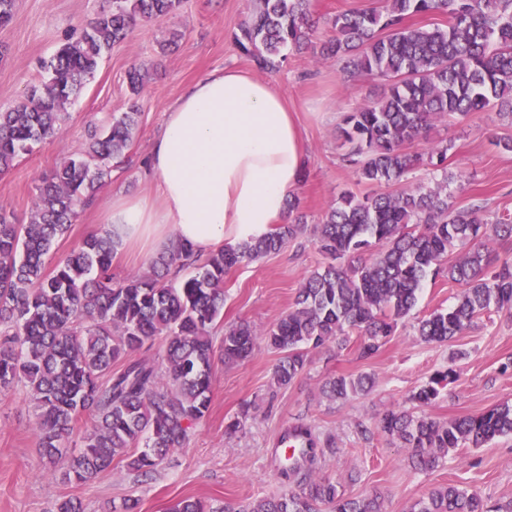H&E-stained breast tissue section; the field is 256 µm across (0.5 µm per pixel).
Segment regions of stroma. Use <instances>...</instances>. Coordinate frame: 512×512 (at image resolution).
I'll return each instance as SVG.
<instances>
[{"label":"stroma","mask_w":512,"mask_h":512,"mask_svg":"<svg viewBox=\"0 0 512 512\" xmlns=\"http://www.w3.org/2000/svg\"><path fill=\"white\" fill-rule=\"evenodd\" d=\"M380 0H315V31L306 49L288 54L279 70L261 73L276 84L295 112L307 153L304 175L294 193L308 223H319L344 189L354 187L353 170L341 159L336 129L345 112L364 104L376 80L345 73L340 63L319 61L326 20L352 8L378 6ZM106 0H15L11 22L0 27V111L16 105L44 75L48 62L67 38L78 36ZM248 0H182L175 14L139 24L131 37L108 51L67 106L61 138L34 145L0 176V206L17 223H28L41 179L63 156L86 150L93 134L129 104L126 74L135 65L149 71L141 98L137 131L128 149L111 162L105 183L79 209L70 231L54 246L55 258L76 250L100 230L103 209L113 194L149 191V150L163 112L190 82L232 66H253L232 34L248 18ZM182 32L173 50H161L169 30ZM512 135V118L481 112L460 122H432L422 148H448V192L454 205L477 196L489 207L512 215V152L498 140ZM323 262L310 234L280 252L233 269L224 279V324L249 323L258 331L271 328L291 307L304 279ZM460 292L447 278L427 279L411 315L399 324L382 352L359 359L355 348L330 343L313 350L302 375L277 388L273 371L279 355L258 341L251 357L217 365L212 401L206 416L192 429L185 447L172 451L150 477H141L114 461L86 483L65 481L61 467L42 457L34 430V409L24 386L0 392V512H55L67 498L79 499L84 512H112L125 500L137 501L136 512H166L183 497L221 506H244L291 490L275 454L285 429L299 422L313 426L323 450L321 473L338 480L345 495H381L386 512H407L416 499L451 483L476 488L490 503L512 502V438L481 448H461L438 468L414 469L399 442L375 432L378 417L392 408L411 407V396L439 371L459 375L449 391L424 412L445 421L512 401V319L484 314L476 326L451 341L428 343L416 334L418 318L453 305ZM367 374L368 394L332 401L324 383L338 374ZM237 431H230L234 420ZM373 430L363 440L360 429ZM357 481H350V474Z\"/></svg>","instance_id":"stroma-1"}]
</instances>
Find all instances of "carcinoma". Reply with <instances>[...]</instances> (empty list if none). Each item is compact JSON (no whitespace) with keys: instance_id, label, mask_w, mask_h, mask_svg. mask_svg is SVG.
<instances>
[{"instance_id":"1","label":"carcinoma","mask_w":512,"mask_h":512,"mask_svg":"<svg viewBox=\"0 0 512 512\" xmlns=\"http://www.w3.org/2000/svg\"><path fill=\"white\" fill-rule=\"evenodd\" d=\"M181 2L112 0L79 38L63 44L46 77L0 112V174L33 145L60 137L70 98L113 45L127 40L138 23L175 13ZM313 2L250 0V17L234 42L258 69L279 68L289 50L309 43ZM416 16L442 22L416 26ZM328 25L321 57L380 82L369 101L346 112L339 128L356 184L370 191H342L320 223L307 225L291 198V220L262 238L204 259L179 248L122 281L112 280L115 243L103 228L48 269L56 240L105 182L111 160L131 144L140 117L134 104L112 115L84 153L65 156L41 181L29 223H16L0 208V392L20 382L28 388L41 454L50 464H63L64 479L87 483L116 459L146 476L184 447L209 410L215 363L247 358L257 338L252 326L240 323L216 339L224 322V276L280 251L307 228L327 262L264 333L280 354L274 372L280 387L304 372L310 350L330 342L355 345L361 358L378 354L416 307L429 276L444 275L461 291L453 306L418 319L416 331L427 342L462 335L492 307L512 317V220L492 215L485 203H448V147L413 150L436 119L512 114V0H383L379 8L337 13ZM145 78L138 68L128 71L133 97L141 95ZM420 165L442 173V181L405 182ZM505 244L502 258L495 246ZM158 336L164 337L161 360L125 361ZM458 378L453 369L438 371L412 400L427 406ZM370 387L367 375H337L323 392L345 400ZM83 414L90 426L69 454L68 438ZM376 428L409 450L416 469L427 471L457 448L512 437V402L446 422L389 409ZM283 439L302 441L280 458L282 475L298 478V489L217 511L185 497L168 512H385L381 497H346L320 475L310 425L289 427ZM408 512H512V504L494 507L477 491L449 484Z\"/></svg>"}]
</instances>
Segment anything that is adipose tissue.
<instances>
[{"label":"adipose tissue","instance_id":"obj_1","mask_svg":"<svg viewBox=\"0 0 512 512\" xmlns=\"http://www.w3.org/2000/svg\"><path fill=\"white\" fill-rule=\"evenodd\" d=\"M283 92L235 68L188 85L164 112L149 153V193L116 194L104 215L125 249L206 254L288 221L306 165Z\"/></svg>","mask_w":512,"mask_h":512}]
</instances>
